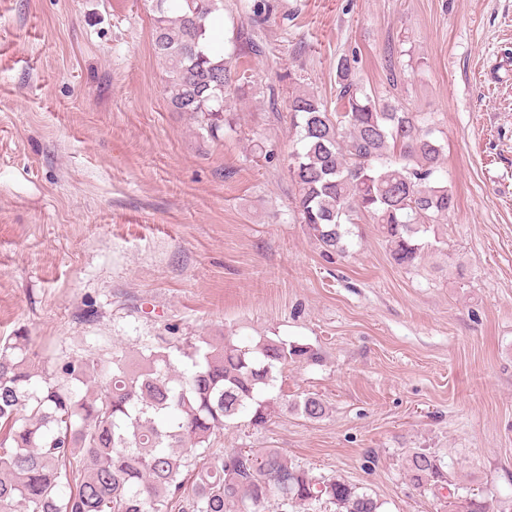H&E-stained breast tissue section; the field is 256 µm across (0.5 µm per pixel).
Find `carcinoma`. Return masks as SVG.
Instances as JSON below:
<instances>
[{"instance_id": "carcinoma-1", "label": "carcinoma", "mask_w": 512, "mask_h": 512, "mask_svg": "<svg viewBox=\"0 0 512 512\" xmlns=\"http://www.w3.org/2000/svg\"><path fill=\"white\" fill-rule=\"evenodd\" d=\"M223 6L154 5L152 44L166 66L169 102L212 138L234 130L228 108L245 89L211 39ZM354 63L344 56L336 65V109L303 91L288 100L295 208L326 256L345 253L347 225L367 218L393 261L412 267L425 253L422 234L457 206L439 176L443 146L423 113L367 92ZM27 340L0 347V512H381L356 485L315 476L277 448L212 449L215 432L243 416L256 428L268 424V392L288 364L318 361L309 347L170 336L135 363L114 352L37 373ZM291 408L311 421L327 414L315 396ZM405 470L414 486L447 491L448 512H505L450 490L433 452H413Z\"/></svg>"}]
</instances>
